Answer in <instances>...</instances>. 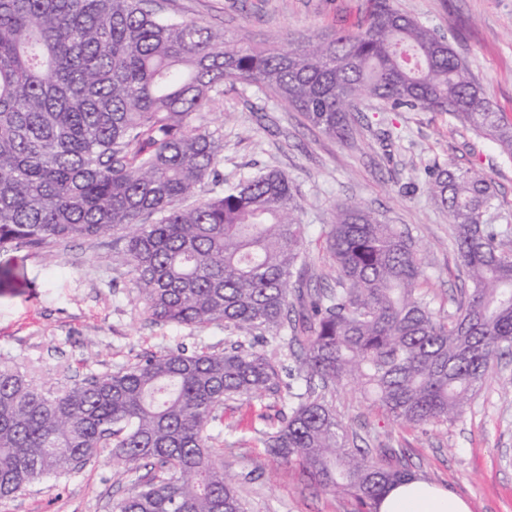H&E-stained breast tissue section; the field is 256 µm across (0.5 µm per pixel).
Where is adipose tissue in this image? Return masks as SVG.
Wrapping results in <instances>:
<instances>
[{"instance_id": "adipose-tissue-1", "label": "adipose tissue", "mask_w": 512, "mask_h": 512, "mask_svg": "<svg viewBox=\"0 0 512 512\" xmlns=\"http://www.w3.org/2000/svg\"><path fill=\"white\" fill-rule=\"evenodd\" d=\"M378 512H470L465 501L425 481L412 479L392 488Z\"/></svg>"}]
</instances>
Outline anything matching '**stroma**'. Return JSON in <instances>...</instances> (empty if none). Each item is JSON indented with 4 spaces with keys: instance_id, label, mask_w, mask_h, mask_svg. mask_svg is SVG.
<instances>
[{
    "instance_id": "stroma-1",
    "label": "stroma",
    "mask_w": 512,
    "mask_h": 512,
    "mask_svg": "<svg viewBox=\"0 0 512 512\" xmlns=\"http://www.w3.org/2000/svg\"><path fill=\"white\" fill-rule=\"evenodd\" d=\"M164 15L197 19L228 40L249 33L265 42L281 35L320 39L356 29L373 0H157ZM411 17L445 35L496 111L512 122V0H396ZM224 135L219 167L235 183L269 169L285 172L308 226V276L323 284L332 260L320 238L334 208L362 202L380 220L408 229L426 263L423 288L448 303L469 288L448 214L429 194L427 171L469 169L491 184L512 218V158L492 140L448 113L376 106L359 115L354 141L342 143L279 102L240 83L208 116ZM15 277L0 284V359L25 367L36 382L61 391L94 372L115 371L147 355L181 346L220 352L238 338L217 325L190 328L152 323L129 267L112 240L69 239L45 254L18 245L0 250V268ZM336 409L358 447L394 449L414 476L465 499L471 512H512V357L502 359L457 421L403 426L339 390ZM288 413V396L228 401L218 452L235 476L248 512H358L347 494L323 491L301 467L273 460L262 438ZM146 463L124 465L102 454L82 470L40 481L0 503V512H112Z\"/></svg>"
}]
</instances>
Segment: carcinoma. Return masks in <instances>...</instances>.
Masks as SVG:
<instances>
[{
    "label": "carcinoma",
    "instance_id": "obj_1",
    "mask_svg": "<svg viewBox=\"0 0 512 512\" xmlns=\"http://www.w3.org/2000/svg\"><path fill=\"white\" fill-rule=\"evenodd\" d=\"M226 81L340 140L367 101L448 111L512 157V124L445 36L394 0H374L355 31L268 47L245 34L231 45L222 30L160 15L155 0H0V250L110 235L154 322L250 339L146 356L60 394L1 363L0 501L110 448L152 465L112 512H246L212 452L220 409L286 382L269 455L376 512L412 474L353 446L333 393L353 384L406 426L453 422L512 353V225L475 172L438 167L428 180L470 281L452 311L422 291L409 234L360 202L323 226L332 283L308 287L301 204L280 170L185 205L206 180L222 182L224 139L206 115Z\"/></svg>",
    "mask_w": 512,
    "mask_h": 512
}]
</instances>
